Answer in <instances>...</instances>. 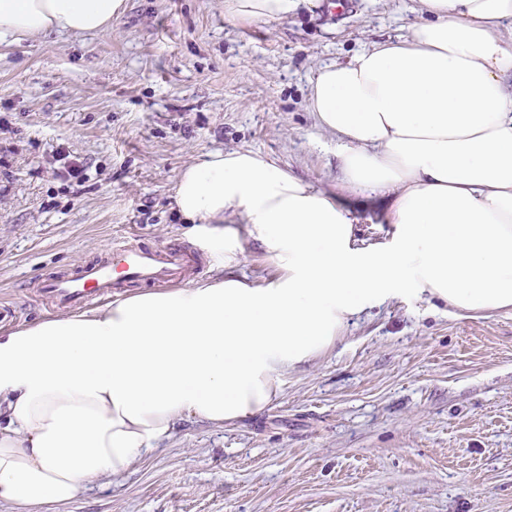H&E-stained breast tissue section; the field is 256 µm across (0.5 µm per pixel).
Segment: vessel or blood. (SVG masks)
I'll list each match as a JSON object with an SVG mask.
<instances>
[{"mask_svg": "<svg viewBox=\"0 0 512 512\" xmlns=\"http://www.w3.org/2000/svg\"><path fill=\"white\" fill-rule=\"evenodd\" d=\"M196 270L197 262L186 249L149 244L133 234L113 243L104 258L69 273L48 275L41 280L40 291L57 307L72 309L131 283H175Z\"/></svg>", "mask_w": 512, "mask_h": 512, "instance_id": "b4317fda", "label": "vessel or blood"}]
</instances>
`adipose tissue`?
Returning <instances> with one entry per match:
<instances>
[{"label": "adipose tissue", "mask_w": 512, "mask_h": 512, "mask_svg": "<svg viewBox=\"0 0 512 512\" xmlns=\"http://www.w3.org/2000/svg\"><path fill=\"white\" fill-rule=\"evenodd\" d=\"M301 0H224L281 22ZM126 0H0V43L111 31ZM406 35L317 67L309 109L350 191L393 225L364 244L336 193L247 148L179 170L173 206L220 259L209 279L0 332V504L39 512L125 474L178 425L264 411L350 318L407 294L512 310V0H417ZM277 268L236 274L248 243Z\"/></svg>", "instance_id": "obj_1"}]
</instances>
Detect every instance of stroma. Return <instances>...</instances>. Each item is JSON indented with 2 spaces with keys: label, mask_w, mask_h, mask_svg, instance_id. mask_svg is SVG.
Instances as JSON below:
<instances>
[{
  "label": "stroma",
  "mask_w": 512,
  "mask_h": 512,
  "mask_svg": "<svg viewBox=\"0 0 512 512\" xmlns=\"http://www.w3.org/2000/svg\"><path fill=\"white\" fill-rule=\"evenodd\" d=\"M415 0H319L278 23L230 24L224 0H127L111 32L0 44L1 330L51 313L37 288L113 240L217 260L171 204L196 156L253 149L335 189L336 141L308 110L316 68L405 35ZM85 162L76 184L58 149ZM363 237L380 198L347 191ZM41 512H512V311L462 316L408 294L354 316L290 371L260 414L183 421L121 477Z\"/></svg>",
  "instance_id": "obj_1"
}]
</instances>
